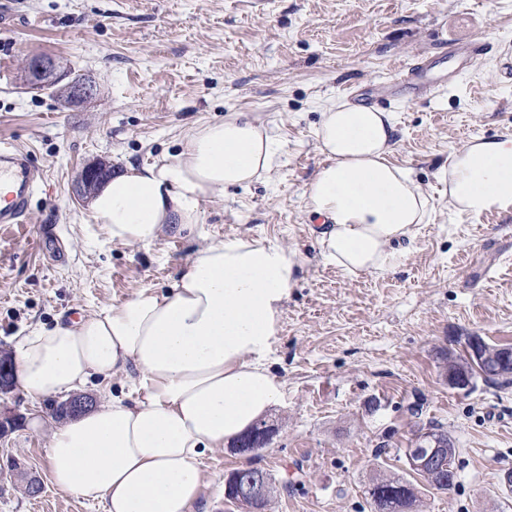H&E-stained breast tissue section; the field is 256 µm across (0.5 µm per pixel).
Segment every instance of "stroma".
<instances>
[{"instance_id":"stroma-1","label":"stroma","mask_w":512,"mask_h":512,"mask_svg":"<svg viewBox=\"0 0 512 512\" xmlns=\"http://www.w3.org/2000/svg\"><path fill=\"white\" fill-rule=\"evenodd\" d=\"M470 36L497 54L458 77L448 44ZM36 55L93 81L96 96L74 109L30 90ZM509 58L512 0H0V140L45 173L27 223L0 224V351L34 324L169 287L202 239L275 242L297 251L301 270L266 353L282 385L263 419L272 435L252 452L208 453L195 512H245L225 500L224 479L246 464L275 482L266 512H376L368 491L380 474L418 484L417 512H512V386L479 377L461 393L442 375L443 352L465 337L512 347V212H456L436 179L451 150L512 131ZM417 60L429 66L420 96L405 84ZM365 89L395 115L390 162L432 208L412 242L392 245L390 271L349 277L321 258L304 190L325 160L314 136L324 106ZM229 114L267 128L266 180L204 203L202 237L108 241L77 199L82 167L153 163ZM12 404L24 421L0 442V464L18 459L43 492L30 498L0 475V512H104L51 482L52 400L20 390ZM432 426L456 448L447 491L405 457Z\"/></svg>"}]
</instances>
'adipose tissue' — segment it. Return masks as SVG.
Listing matches in <instances>:
<instances>
[{
	"mask_svg": "<svg viewBox=\"0 0 512 512\" xmlns=\"http://www.w3.org/2000/svg\"><path fill=\"white\" fill-rule=\"evenodd\" d=\"M395 133L392 113L344 102L327 105L315 129L326 161L304 191L305 208L323 221L321 257L346 275L388 270L390 246L413 240L427 219L428 195L388 160ZM184 140L178 153L127 166L97 191L91 218L109 241L147 246L167 232H196L203 203L271 169L262 124L228 115ZM437 179L459 212L512 211V133L472 138ZM299 270L297 252L278 244L213 240L167 290L144 288L80 320L30 329L16 356L28 396L65 397L91 377L119 374L134 389L53 431V485L103 502L105 512H191L203 457L281 396L263 358Z\"/></svg>",
	"mask_w": 512,
	"mask_h": 512,
	"instance_id": "obj_1",
	"label": "adipose tissue"
}]
</instances>
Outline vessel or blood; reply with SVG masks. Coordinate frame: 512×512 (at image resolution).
Here are the masks:
<instances>
[{
	"label": "vessel or blood",
	"mask_w": 512,
	"mask_h": 512,
	"mask_svg": "<svg viewBox=\"0 0 512 512\" xmlns=\"http://www.w3.org/2000/svg\"><path fill=\"white\" fill-rule=\"evenodd\" d=\"M490 51L487 41L475 39L449 44V55L472 65ZM43 174L29 155L13 143L0 141V224H23Z\"/></svg>",
	"instance_id": "vessel-or-blood-1"
}]
</instances>
